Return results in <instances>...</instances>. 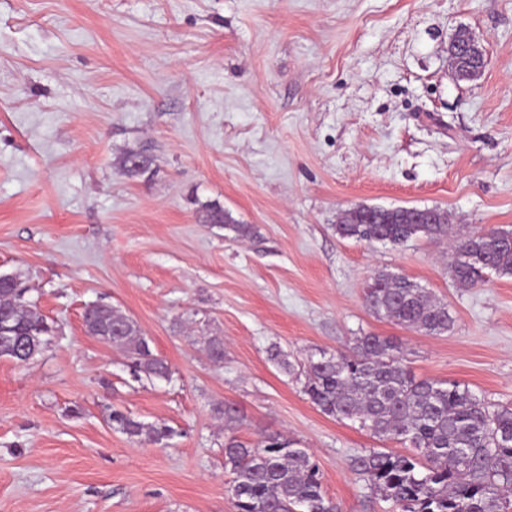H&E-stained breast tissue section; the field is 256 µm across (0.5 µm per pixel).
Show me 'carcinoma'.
Wrapping results in <instances>:
<instances>
[{
    "label": "carcinoma",
    "mask_w": 512,
    "mask_h": 512,
    "mask_svg": "<svg viewBox=\"0 0 512 512\" xmlns=\"http://www.w3.org/2000/svg\"><path fill=\"white\" fill-rule=\"evenodd\" d=\"M470 38L460 30L450 44L463 80L477 78L485 55L459 58L455 43ZM207 224H223L237 235L248 224H229L216 204L204 210ZM343 239L403 245L412 239L446 237L451 242L449 272L459 288H474L490 274L512 277V230L457 237L446 213L436 223H413V211L349 212L336 225ZM369 311L405 329L441 335L454 317L448 305L433 300L409 278L380 270L366 288ZM0 323L16 335L37 334L54 325L28 295L21 279L0 284ZM85 332L105 344H119L135 376L170 379L167 361L155 354L136 322L112 305L96 302L83 315ZM303 391L324 414L359 423L378 440H396L411 453L369 450L352 459L368 489L391 504L394 512H512V408L489 409L485 401L458 383L418 379L404 365L391 337L365 334L336 355L309 358L302 368ZM226 426L243 419L233 403L216 408ZM112 425L128 437L149 444L169 439L174 430L149 424L114 410ZM224 461L231 467L230 491L235 512H342L325 496L312 455L294 440L268 434L248 446L234 435L224 441Z\"/></svg>",
    "instance_id": "cac0c4a2"
}]
</instances>
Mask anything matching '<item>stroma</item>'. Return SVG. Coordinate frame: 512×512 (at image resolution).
Wrapping results in <instances>:
<instances>
[{
    "mask_svg": "<svg viewBox=\"0 0 512 512\" xmlns=\"http://www.w3.org/2000/svg\"><path fill=\"white\" fill-rule=\"evenodd\" d=\"M461 29L488 60L470 82L449 61ZM207 202L251 234L203 223ZM358 205L512 229V0H0V272L58 325L28 363L0 359V512H235L224 438L270 433L313 454L343 512H387L351 459L401 444L324 414L296 370L368 333L416 377L512 405V277L462 289L447 240L340 238ZM380 269L447 302L452 329L376 318ZM95 301L170 379L86 334ZM115 409L175 435L133 441Z\"/></svg>",
    "mask_w": 512,
    "mask_h": 512,
    "instance_id": "obj_1",
    "label": "stroma"
}]
</instances>
